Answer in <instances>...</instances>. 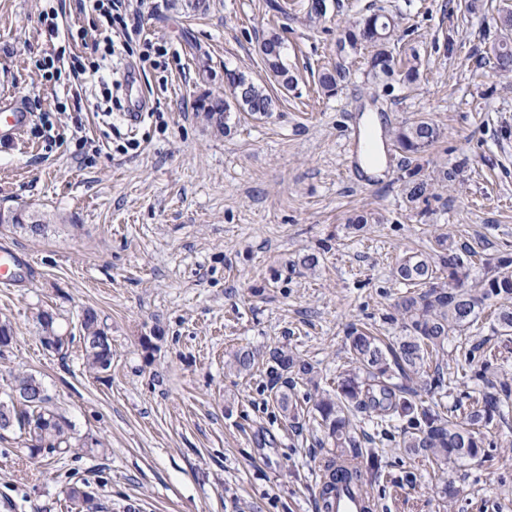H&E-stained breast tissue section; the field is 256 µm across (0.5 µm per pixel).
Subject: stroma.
I'll list each match as a JSON object with an SVG mask.
<instances>
[{"mask_svg": "<svg viewBox=\"0 0 512 512\" xmlns=\"http://www.w3.org/2000/svg\"><path fill=\"white\" fill-rule=\"evenodd\" d=\"M144 0L139 25L165 44L161 62L122 50L149 111L128 127L106 116L87 90L78 110L54 111L57 89L34 61L50 45L43 0H0V94L17 98L39 124L80 119L86 147L23 132L0 141V208L29 205L57 216L33 238L0 224V245L32 268L0 285V323L13 329L0 353V393L11 371L35 374L52 406L93 454L36 466L24 434L0 436V512H75L73 484L88 485L104 512H317L321 468L333 447L312 416L284 421L265 387L270 350L288 348L330 386L347 365L344 329L371 325L384 339L404 285L397 258L439 234L494 259L512 254V74L498 71L495 19L512 0ZM397 16L390 44L416 53L419 79L368 75L338 41L358 18ZM277 29L295 78L270 86L273 115L242 116L228 134L207 124L199 101L224 90L231 67L265 79L259 53ZM340 69L324 95L318 76ZM420 118L443 136L421 158H400L392 129ZM375 128L383 170L369 175L349 149L351 131ZM137 149H125L128 139ZM455 180L440 182L443 170ZM430 185L408 201L410 173ZM364 210L372 224L346 218ZM307 255L315 268L298 267ZM97 311L112 338V368L93 377L81 342L65 354L39 341L36 313L63 315L79 329ZM152 350H143V337ZM256 355L250 374L230 371L238 351ZM351 423L382 467L370 491L378 512H512V412L495 424L482 464L449 466L460 488L438 493L431 468L372 439L366 414Z\"/></svg>", "mask_w": 512, "mask_h": 512, "instance_id": "stroma-1", "label": "stroma"}]
</instances>
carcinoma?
Returning a JSON list of instances; mask_svg holds the SVG:
<instances>
[{
	"label": "carcinoma",
	"mask_w": 512,
	"mask_h": 512,
	"mask_svg": "<svg viewBox=\"0 0 512 512\" xmlns=\"http://www.w3.org/2000/svg\"><path fill=\"white\" fill-rule=\"evenodd\" d=\"M395 21L382 14H371L354 22L347 29L341 45L353 51L372 49L370 68L374 76L391 78L395 75L408 83L419 78L418 57H402L390 47L391 28ZM283 37L272 30L262 39L259 52L264 61L268 79L283 90L292 88L294 77L290 74L283 56ZM497 68L512 72V47L504 42L495 55ZM341 72L325 70L318 78L321 90H336ZM273 99L267 87L245 72L224 70V97L204 98L199 111L217 131L225 133L237 114L246 112L256 118L270 115ZM393 144L400 152L413 156L426 155L439 141L440 128L434 123L419 119L403 124L390 133ZM410 201L427 200L428 183L424 180L407 182ZM476 252L464 248L459 252L445 235L430 241L429 251L414 252L404 256L393 269L395 279L409 288L393 306L385 320L401 323L403 335L396 341L384 344L368 329L357 323L345 328L349 365L336 376V386H321L316 367L291 350L276 348L267 358V377L270 391L284 417L293 421L301 418L303 408L295 399L294 389L301 382L310 386L309 400L319 418V425L333 441L336 458L324 464L325 473L318 492L319 512H332L336 491V460H353L358 465L356 476L350 482L360 483L361 491L370 494L364 474L381 468L382 459L365 452L351 432L350 415L355 412L371 413V421L384 433L401 422L400 440L396 447L408 455L418 457L439 471L450 463L470 462L481 464L486 449L493 446L485 430L505 416L504 409L512 401V383L503 373L497 357L480 346L460 348L457 358L467 370L461 379L499 380L502 396H467L468 403L458 402L453 407L433 409L424 405L417 391L408 386L427 373L429 362L444 357L448 342L455 336L478 326L484 305L494 300L499 303L493 325L494 333L512 340V257L502 256L488 264L487 276L473 287H463L468 277L469 259ZM80 336L86 371L98 373L104 364L112 363V348L101 351L91 340L106 334L105 324L92 309L83 310L79 318ZM255 365V355L250 351L236 353L230 367L239 373L249 372ZM44 388L33 374L25 371L10 373V390L27 391ZM50 396L39 401H29L17 407L0 400V430L8 420L25 434L29 458L44 463L54 457H63L82 448L92 449L99 442H89L77 435L70 422L50 408ZM73 503L88 512H98L99 505L85 487L75 484L68 492Z\"/></svg>",
	"instance_id": "carcinoma-1"
}]
</instances>
